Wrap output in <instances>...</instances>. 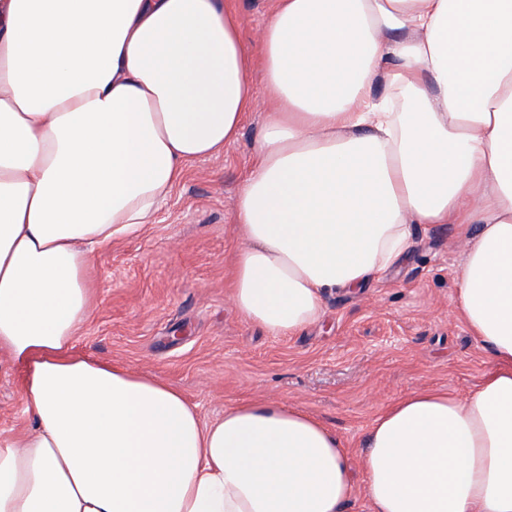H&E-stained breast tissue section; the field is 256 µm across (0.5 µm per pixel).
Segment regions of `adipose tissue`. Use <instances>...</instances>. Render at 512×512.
Instances as JSON below:
<instances>
[{"label": "adipose tissue", "instance_id": "ef3b65f1", "mask_svg": "<svg viewBox=\"0 0 512 512\" xmlns=\"http://www.w3.org/2000/svg\"><path fill=\"white\" fill-rule=\"evenodd\" d=\"M272 3L252 49L222 0H0V350L31 421L0 440V512H342L353 493L311 415L205 422L75 349L94 248L237 139L255 66L271 106L236 198L235 307L294 335L395 266L410 225H464L455 313L493 368L382 412L365 490L372 512H512V0Z\"/></svg>", "mask_w": 512, "mask_h": 512}]
</instances>
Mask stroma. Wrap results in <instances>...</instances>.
<instances>
[{"mask_svg":"<svg viewBox=\"0 0 512 512\" xmlns=\"http://www.w3.org/2000/svg\"><path fill=\"white\" fill-rule=\"evenodd\" d=\"M248 79L257 101L237 141L190 163L155 223L94 252L97 300L76 348L176 387L205 421L256 400L314 416L343 441L356 474L344 512H371L362 443L377 416L422 388L466 394L492 367L454 312L459 227L413 225L400 264L365 288L325 296L322 319L296 335L248 322L230 298L241 245L235 199L269 107L259 68ZM21 375L0 351L1 440L29 426Z\"/></svg>","mask_w":512,"mask_h":512,"instance_id":"35a3bbf8","label":"stroma"}]
</instances>
